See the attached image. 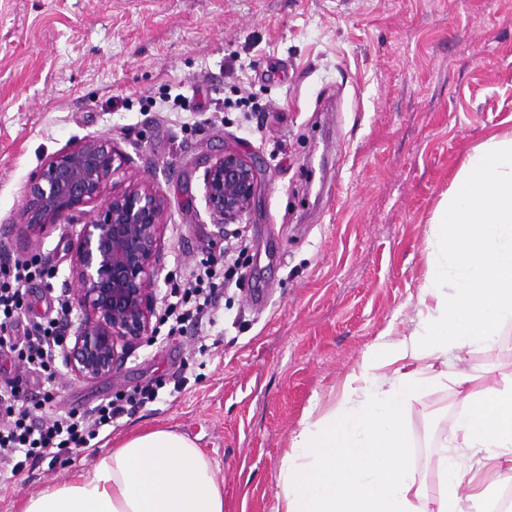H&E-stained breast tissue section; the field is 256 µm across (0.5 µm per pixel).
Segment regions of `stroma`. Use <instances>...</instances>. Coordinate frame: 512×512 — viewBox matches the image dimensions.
I'll use <instances>...</instances> for the list:
<instances>
[{
	"instance_id": "obj_1",
	"label": "stroma",
	"mask_w": 512,
	"mask_h": 512,
	"mask_svg": "<svg viewBox=\"0 0 512 512\" xmlns=\"http://www.w3.org/2000/svg\"><path fill=\"white\" fill-rule=\"evenodd\" d=\"M245 88L249 119L225 111ZM512 130V0H0V262L41 256L26 316L68 293L67 224L13 223L45 161L112 140L120 177L167 198L163 293L177 271L221 260L199 176L243 149L263 161L242 225L246 262L213 323L152 334L116 375L34 377L0 353V389L87 409L161 378L91 449L0 479V512L79 474L127 435L166 428L194 440L224 486V512H274L284 451L313 401L328 403L373 343L417 322L430 221L466 155ZM458 412L426 387L405 431L437 492Z\"/></svg>"
}]
</instances>
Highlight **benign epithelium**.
<instances>
[{
    "instance_id": "obj_1",
    "label": "benign epithelium",
    "mask_w": 512,
    "mask_h": 512,
    "mask_svg": "<svg viewBox=\"0 0 512 512\" xmlns=\"http://www.w3.org/2000/svg\"><path fill=\"white\" fill-rule=\"evenodd\" d=\"M124 158L102 138L52 155L25 188L13 224L42 228L61 220L81 225L73 241L69 294L76 320L66 328L63 362L68 376L92 381L118 373L130 350L151 333L153 278L165 196L140 182H117ZM260 169L246 151L226 149L209 158L201 175L203 200L217 234L251 210ZM101 207H83L99 199Z\"/></svg>"
}]
</instances>
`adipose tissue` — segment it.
<instances>
[{
	"mask_svg": "<svg viewBox=\"0 0 512 512\" xmlns=\"http://www.w3.org/2000/svg\"><path fill=\"white\" fill-rule=\"evenodd\" d=\"M418 304L409 335L373 344L339 399L307 409L283 455L275 512H512V368L488 378L460 365L463 350L512 344V132L490 134L452 178ZM427 386L451 387L461 410L434 496L403 424ZM22 512H224V488L195 441L160 428L27 497Z\"/></svg>",
	"mask_w": 512,
	"mask_h": 512,
	"instance_id": "ef3b65f1",
	"label": "adipose tissue"
}]
</instances>
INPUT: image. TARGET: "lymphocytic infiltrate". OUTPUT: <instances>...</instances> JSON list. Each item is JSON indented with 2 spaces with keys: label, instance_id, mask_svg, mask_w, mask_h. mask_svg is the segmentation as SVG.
Segmentation results:
<instances>
[{
  "label": "lymphocytic infiltrate",
  "instance_id": "1",
  "mask_svg": "<svg viewBox=\"0 0 512 512\" xmlns=\"http://www.w3.org/2000/svg\"><path fill=\"white\" fill-rule=\"evenodd\" d=\"M243 265L241 243H228L222 261H206L173 280L165 294L168 336L182 335L186 323L210 321L220 297L219 288L230 282ZM39 259L0 264V349L16 354L29 369L51 372L65 346V326L72 310L65 296H58L56 314L34 323L24 335H13L24 315L26 283L46 276ZM157 389L135 391L124 400H109L90 410L60 409L36 415L16 389L0 391V474H20L27 462L47 454L86 449L101 430L124 415L127 405L155 400Z\"/></svg>",
  "mask_w": 512,
  "mask_h": 512
}]
</instances>
